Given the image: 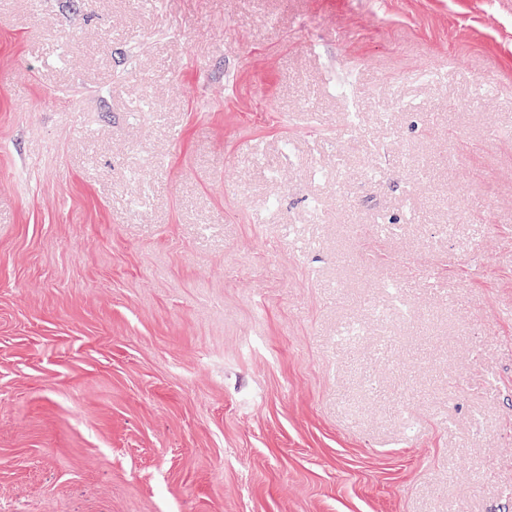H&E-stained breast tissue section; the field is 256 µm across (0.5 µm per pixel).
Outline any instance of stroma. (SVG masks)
I'll return each mask as SVG.
<instances>
[{"label":"stroma","instance_id":"1","mask_svg":"<svg viewBox=\"0 0 512 512\" xmlns=\"http://www.w3.org/2000/svg\"><path fill=\"white\" fill-rule=\"evenodd\" d=\"M0 512H512V0H0Z\"/></svg>","mask_w":512,"mask_h":512}]
</instances>
